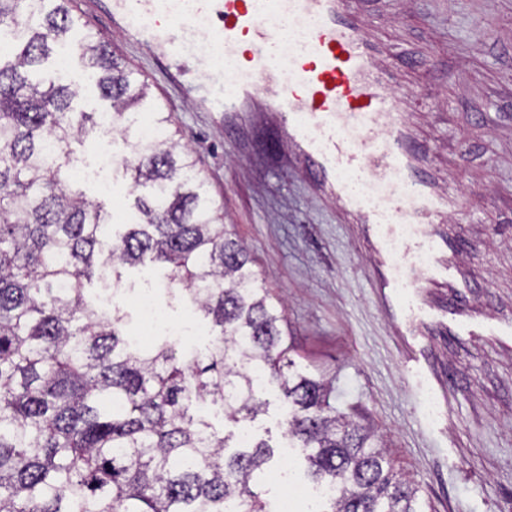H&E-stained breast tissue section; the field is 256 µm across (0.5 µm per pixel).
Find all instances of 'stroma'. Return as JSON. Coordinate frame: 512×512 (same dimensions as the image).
I'll use <instances>...</instances> for the list:
<instances>
[{"instance_id": "1", "label": "stroma", "mask_w": 512, "mask_h": 512, "mask_svg": "<svg viewBox=\"0 0 512 512\" xmlns=\"http://www.w3.org/2000/svg\"><path fill=\"white\" fill-rule=\"evenodd\" d=\"M73 40L92 34L150 87L151 106L169 112L171 131L189 145L224 222L251 254L256 285L282 298L291 359L297 368L331 379L336 404L351 408L385 445L397 475L417 491L419 512H512V0H355L365 36L388 68L386 81L408 91V121L424 148L423 176L461 199L445 230L464 288L433 289L449 311L467 313L476 335L425 337L415 362L371 285V257L357 225L335 202L317 195L309 176L283 154L285 131L275 120L250 124L240 114L207 111L186 96L214 66L200 45L180 65L138 40L113 12V0H70ZM177 82H170L169 74ZM43 77L62 76L76 92L77 110L106 112L77 58H49ZM110 141L116 162L129 152L122 134L92 130L75 155L98 167ZM112 192L83 180L89 198L102 199L120 224L136 213L128 181L114 166L102 170ZM126 285L160 287L167 319L189 348L208 345L202 318L171 301L163 267L152 262L122 270ZM434 372L441 392L419 383ZM265 412L236 425L219 411L216 428L248 429L276 451L271 468L287 466L288 485L263 483L272 512L289 500L307 512L310 487L302 449L283 447L284 409L269 387Z\"/></svg>"}]
</instances>
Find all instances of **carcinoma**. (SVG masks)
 <instances>
[{
    "label": "carcinoma",
    "instance_id": "1",
    "mask_svg": "<svg viewBox=\"0 0 512 512\" xmlns=\"http://www.w3.org/2000/svg\"><path fill=\"white\" fill-rule=\"evenodd\" d=\"M66 0H0V30L21 36L0 64V512H269L256 477L265 440L226 452L200 410L235 423L264 411L275 385L284 437L307 450L308 474L336 485L322 512H417L416 491L385 461L375 432L335 405L331 381L291 371L284 310L256 287L244 244L224 228L191 150L170 135L133 145L123 177L137 222L114 232L69 169L95 126L69 84L33 79L68 48L111 103L112 129L146 107L147 87L93 35L71 40ZM169 270L173 299L212 340L134 344L128 315L85 298V284L144 260Z\"/></svg>",
    "mask_w": 512,
    "mask_h": 512
}]
</instances>
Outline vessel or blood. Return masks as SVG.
Masks as SVG:
<instances>
[{
  "label": "vessel or blood",
  "instance_id": "1",
  "mask_svg": "<svg viewBox=\"0 0 512 512\" xmlns=\"http://www.w3.org/2000/svg\"><path fill=\"white\" fill-rule=\"evenodd\" d=\"M144 41L177 55L206 30L215 52L244 77L234 93L203 104L242 111L266 92L288 120L291 157L317 174L348 223L363 225L377 256L374 286L401 336H433L469 321L426 305L433 288L457 287L443 229L419 235L442 199L419 175L403 123L407 93L386 85L345 0H114Z\"/></svg>",
  "mask_w": 512,
  "mask_h": 512
}]
</instances>
